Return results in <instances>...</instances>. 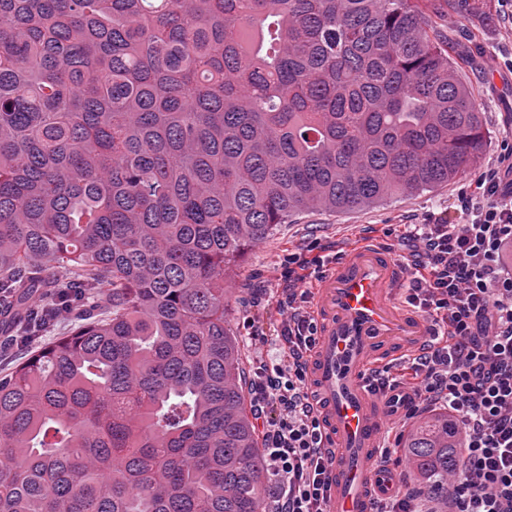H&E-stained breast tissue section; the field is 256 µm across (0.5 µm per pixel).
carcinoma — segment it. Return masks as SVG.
Wrapping results in <instances>:
<instances>
[{
	"label": "carcinoma",
	"instance_id": "carcinoma-1",
	"mask_svg": "<svg viewBox=\"0 0 512 512\" xmlns=\"http://www.w3.org/2000/svg\"><path fill=\"white\" fill-rule=\"evenodd\" d=\"M448 15L492 0H0V512H262L229 272L478 165ZM451 434L403 443L437 502Z\"/></svg>",
	"mask_w": 512,
	"mask_h": 512
}]
</instances>
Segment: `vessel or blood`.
I'll list each match as a JSON object with an SVG mask.
<instances>
[{
  "label": "vessel or blood",
  "mask_w": 512,
  "mask_h": 512,
  "mask_svg": "<svg viewBox=\"0 0 512 512\" xmlns=\"http://www.w3.org/2000/svg\"><path fill=\"white\" fill-rule=\"evenodd\" d=\"M405 286L398 261L365 241L314 290L317 333L307 375L325 444L335 453L327 512H373L385 409L372 374L385 356L419 354L429 334L423 317L401 302Z\"/></svg>",
  "instance_id": "1"
}]
</instances>
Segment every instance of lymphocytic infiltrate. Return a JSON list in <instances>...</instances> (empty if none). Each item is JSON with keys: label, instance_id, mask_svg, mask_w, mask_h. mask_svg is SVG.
Segmentation results:
<instances>
[{"label": "lymphocytic infiltrate", "instance_id": "obj_1", "mask_svg": "<svg viewBox=\"0 0 512 512\" xmlns=\"http://www.w3.org/2000/svg\"><path fill=\"white\" fill-rule=\"evenodd\" d=\"M457 219L429 214L396 241L407 274V304L432 336L412 361L413 386L390 369L374 390L404 389L402 425L447 410L460 459L448 469L447 512H512V164H489L458 197ZM333 244L313 241L273 269L281 289L274 336L249 320L248 391L260 429L270 488L267 512H325L332 452L307 392L305 355L317 327L307 310Z\"/></svg>", "mask_w": 512, "mask_h": 512}]
</instances>
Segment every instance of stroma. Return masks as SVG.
<instances>
[{
  "instance_id": "stroma-1",
  "label": "stroma",
  "mask_w": 512,
  "mask_h": 512,
  "mask_svg": "<svg viewBox=\"0 0 512 512\" xmlns=\"http://www.w3.org/2000/svg\"><path fill=\"white\" fill-rule=\"evenodd\" d=\"M494 15L493 24L486 27L458 17L441 20L437 26L440 35L449 37L462 65L461 76L483 105L488 137L482 165L502 156L506 143L512 142V71L501 65L502 59L512 56V41L502 36L506 19L512 16V0H495ZM479 174L475 168L446 186L408 198L394 197L373 208L346 213L310 211L278 225L271 238L248 248L227 283L228 319L235 334L245 336L244 322L250 316L258 318L266 331L276 328L280 315L274 300L273 268L300 239L318 238L348 247L366 239H382L384 230L419 222L426 213L453 206L458 193Z\"/></svg>"
}]
</instances>
